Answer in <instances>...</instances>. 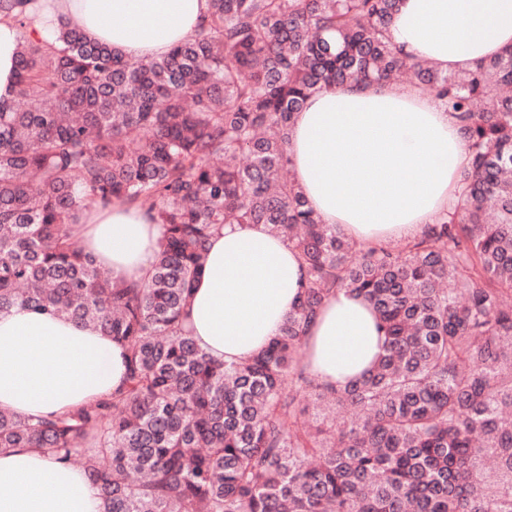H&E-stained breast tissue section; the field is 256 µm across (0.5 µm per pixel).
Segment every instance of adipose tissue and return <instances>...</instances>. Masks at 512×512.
<instances>
[{
  "mask_svg": "<svg viewBox=\"0 0 512 512\" xmlns=\"http://www.w3.org/2000/svg\"><path fill=\"white\" fill-rule=\"evenodd\" d=\"M207 0H45L34 36L55 42L60 23L129 58H155L192 39ZM404 55L463 72L512 48V0H401L388 28ZM19 30L0 15V106L15 95ZM292 174L323 223L357 242H402L453 204L470 154L441 100L396 84H344L312 95L297 112ZM74 235L113 278L144 285L166 234L135 203L85 212ZM304 270L262 224H227L209 240L204 272L183 328L212 359L262 352L300 301ZM385 336L363 296L339 290L308 324L307 373L322 384L363 379ZM124 348L74 320L16 306L0 312V410L50 416L120 388ZM0 512H102L98 488L72 464L31 448L0 451Z\"/></svg>",
  "mask_w": 512,
  "mask_h": 512,
  "instance_id": "adipose-tissue-1",
  "label": "adipose tissue"
}]
</instances>
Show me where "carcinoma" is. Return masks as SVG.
Here are the masks:
<instances>
[{
	"instance_id": "carcinoma-1",
	"label": "carcinoma",
	"mask_w": 512,
	"mask_h": 512,
	"mask_svg": "<svg viewBox=\"0 0 512 512\" xmlns=\"http://www.w3.org/2000/svg\"><path fill=\"white\" fill-rule=\"evenodd\" d=\"M399 0H209L197 37L130 62L60 24L21 31L0 107V312L27 306L120 342L123 387L50 417L0 411V449L78 465L103 512H512V49L467 72L385 37ZM428 91L468 138L456 205L396 252L324 224L292 179L294 116L369 81ZM167 233L148 282L112 279L67 232L112 202ZM226 224L288 241L303 292L261 355L209 358L182 327ZM364 296L385 353L344 389L301 370L304 330L338 289ZM350 410L308 418L287 386Z\"/></svg>"
}]
</instances>
